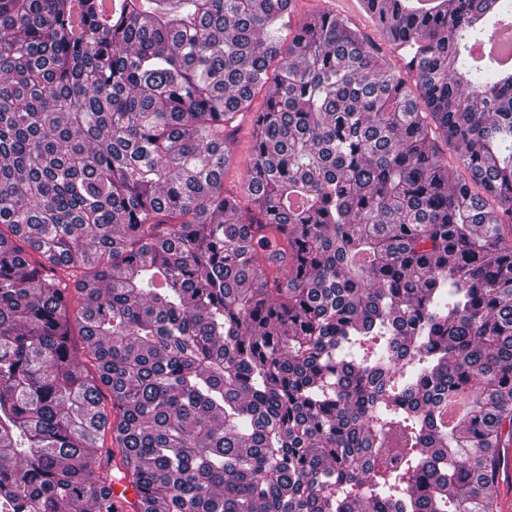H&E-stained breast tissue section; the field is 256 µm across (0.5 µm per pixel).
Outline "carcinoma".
<instances>
[{"instance_id":"carcinoma-1","label":"carcinoma","mask_w":512,"mask_h":512,"mask_svg":"<svg viewBox=\"0 0 512 512\" xmlns=\"http://www.w3.org/2000/svg\"><path fill=\"white\" fill-rule=\"evenodd\" d=\"M113 2L0 0V505L499 512L512 69L467 43L512 0H393L403 71L292 0ZM274 68L275 66L271 67L269 70V77L271 78L273 77L272 71ZM271 78L265 86L256 90L251 101L250 114L246 119L240 122L236 131L234 144L232 146V158L224 169V188L227 190L238 191L247 178L246 160L252 152L254 141L252 123L249 116L252 115L253 112H261L264 110L269 96L275 91Z\"/></svg>"}]
</instances>
